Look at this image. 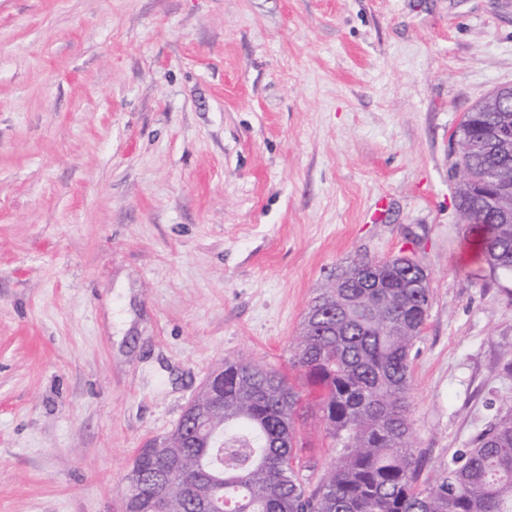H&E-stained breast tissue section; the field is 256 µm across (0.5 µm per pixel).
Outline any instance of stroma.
Wrapping results in <instances>:
<instances>
[{"label": "stroma", "instance_id": "stroma-1", "mask_svg": "<svg viewBox=\"0 0 512 512\" xmlns=\"http://www.w3.org/2000/svg\"><path fill=\"white\" fill-rule=\"evenodd\" d=\"M501 85L512 0H0V512H124L138 449L225 359L289 371L364 256L430 274L423 478L472 447L512 412V280L450 149Z\"/></svg>", "mask_w": 512, "mask_h": 512}]
</instances>
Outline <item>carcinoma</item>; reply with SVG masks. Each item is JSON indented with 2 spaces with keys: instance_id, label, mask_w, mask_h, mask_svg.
<instances>
[{
  "instance_id": "carcinoma-1",
  "label": "carcinoma",
  "mask_w": 512,
  "mask_h": 512,
  "mask_svg": "<svg viewBox=\"0 0 512 512\" xmlns=\"http://www.w3.org/2000/svg\"><path fill=\"white\" fill-rule=\"evenodd\" d=\"M512 130V97L475 103L460 122L452 168L468 234L494 275L512 277V140L497 154L481 139ZM411 255L364 258L327 278L305 315L292 358L317 402L246 357L216 370L224 408L207 409L223 446L181 430L143 449L127 476L129 512H512V414L491 422L433 482L410 448L411 353L427 320L429 283ZM314 411L340 448L314 488L297 462L296 420Z\"/></svg>"
}]
</instances>
